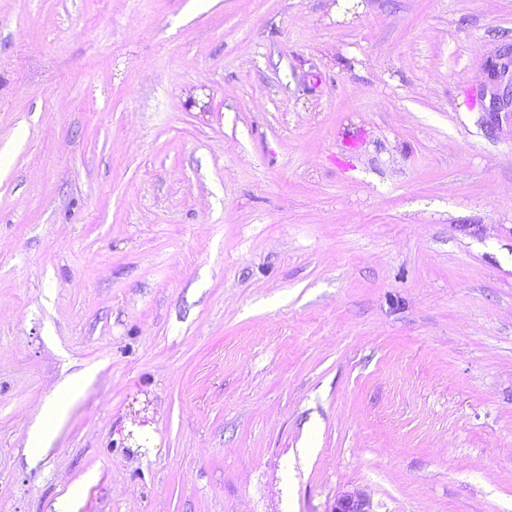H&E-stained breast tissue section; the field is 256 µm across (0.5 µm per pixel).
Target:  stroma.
<instances>
[{"mask_svg": "<svg viewBox=\"0 0 512 512\" xmlns=\"http://www.w3.org/2000/svg\"><path fill=\"white\" fill-rule=\"evenodd\" d=\"M506 43L512 0H0V512H512ZM485 81L490 89V101L486 109L490 119L486 123L493 126L499 122L503 109L509 104L512 108V51L502 52L487 62ZM85 377L73 378L58 386L56 397L44 402L35 426L28 434V447L33 453H38L49 442V436L54 430L59 418L63 416L65 406L71 396L77 394L85 381Z\"/></svg>", "mask_w": 512, "mask_h": 512, "instance_id": "obj_1", "label": "stroma"}]
</instances>
